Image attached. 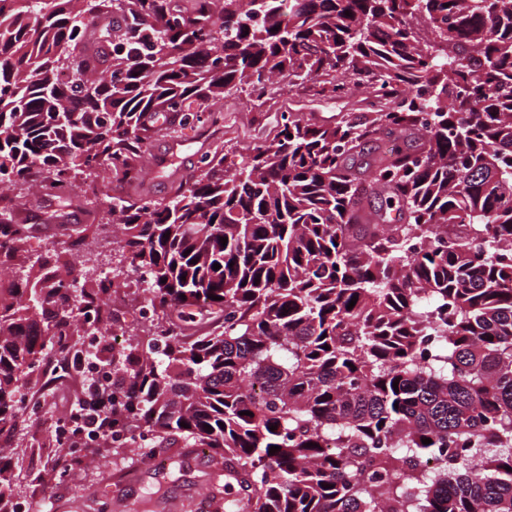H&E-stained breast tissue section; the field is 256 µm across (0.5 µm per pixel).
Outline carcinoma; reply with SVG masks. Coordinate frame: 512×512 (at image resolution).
<instances>
[{"mask_svg": "<svg viewBox=\"0 0 512 512\" xmlns=\"http://www.w3.org/2000/svg\"><path fill=\"white\" fill-rule=\"evenodd\" d=\"M378 85L377 109L290 112L268 143L215 149L166 201L110 198L151 315L112 346L120 398L87 380L74 403L110 432L92 453L124 458L122 433L151 435L146 457L206 448L229 510L512 512V0H0V189L139 182L151 112L199 123L229 96ZM3 211L12 433L52 356L77 351L74 312L123 330L127 284L113 271L104 296L85 261L32 258ZM16 488L0 460V512Z\"/></svg>", "mask_w": 512, "mask_h": 512, "instance_id": "obj_1", "label": "carcinoma"}]
</instances>
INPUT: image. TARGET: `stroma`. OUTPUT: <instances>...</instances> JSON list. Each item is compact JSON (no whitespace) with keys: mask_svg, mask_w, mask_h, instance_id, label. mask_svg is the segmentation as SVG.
<instances>
[{"mask_svg":"<svg viewBox=\"0 0 512 512\" xmlns=\"http://www.w3.org/2000/svg\"><path fill=\"white\" fill-rule=\"evenodd\" d=\"M363 97V92L359 91L345 99L323 100L293 87L283 92L279 104L303 113L311 122L329 124L345 113L361 111ZM220 110L226 145L241 148L257 141H269L277 132L280 121L277 110L255 117L241 100L231 98L224 100ZM143 136L146 152L141 181L128 185L112 179L107 183L108 192L166 200L177 182L191 180L197 174V162L192 157L158 167V160L168 152L170 140L185 142L191 154L214 148L211 133L202 127L170 132L161 125L144 130ZM22 200L21 216L40 227L39 235L30 242L32 250L55 249L67 255L79 252L101 261L111 260L112 245L90 236L81 237L76 232L77 227L98 223L105 216L104 198H93L80 187L63 207L29 190L24 191ZM54 212L59 218L53 222L49 216ZM19 442L29 444L30 450L16 466L20 474L18 490L48 505L49 512H175L181 498L192 491L201 499V512H223L224 496L219 492L224 485L222 464L211 455H200L195 449H162L167 464L154 470H138V458L130 455L118 463L95 462L86 465L84 471L63 475L49 464L48 459L55 449L45 435L36 430L32 419L21 418L13 437H0V449L11 451Z\"/></svg>","mask_w":512,"mask_h":512,"instance_id":"35a3bbf8","label":"stroma"}]
</instances>
